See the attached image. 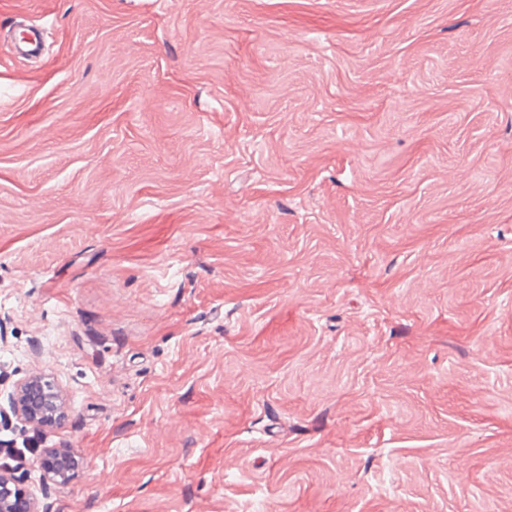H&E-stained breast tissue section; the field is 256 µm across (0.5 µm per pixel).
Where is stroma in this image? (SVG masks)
I'll use <instances>...</instances> for the list:
<instances>
[{
	"label": "stroma",
	"instance_id": "obj_1",
	"mask_svg": "<svg viewBox=\"0 0 512 512\" xmlns=\"http://www.w3.org/2000/svg\"><path fill=\"white\" fill-rule=\"evenodd\" d=\"M34 437L47 512H512V0H0ZM35 381L33 385L32 382ZM51 385L31 379L21 383L15 397V413L29 423L55 416L59 407ZM74 458L75 454L71 448L67 450L53 449L50 452V456L42 460L41 467L48 474L49 479L58 481L60 475H65L69 472L70 464Z\"/></svg>",
	"mask_w": 512,
	"mask_h": 512
}]
</instances>
